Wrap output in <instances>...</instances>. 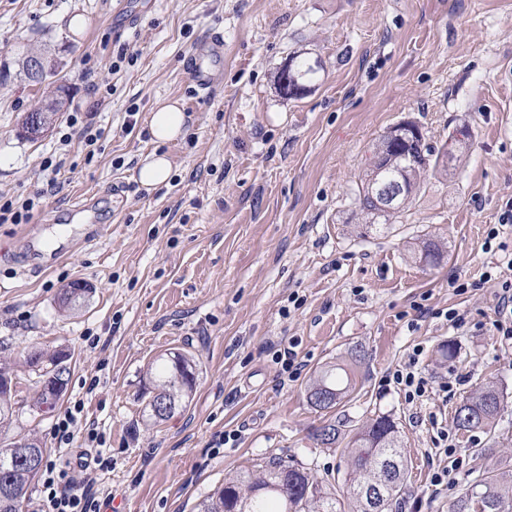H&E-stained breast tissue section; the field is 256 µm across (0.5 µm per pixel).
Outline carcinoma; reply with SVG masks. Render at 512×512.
<instances>
[{
	"label": "carcinoma",
	"instance_id": "carcinoma-1",
	"mask_svg": "<svg viewBox=\"0 0 512 512\" xmlns=\"http://www.w3.org/2000/svg\"><path fill=\"white\" fill-rule=\"evenodd\" d=\"M316 73L313 66L295 57L280 72V88L290 97L301 95L306 90V83ZM58 90L60 93L55 95L51 103L39 107L46 129L64 107L63 97L67 86L62 84ZM446 172L448 149L425 144L424 135L416 123H406L399 138L383 137L369 159L355 198L356 214L362 220V228L373 229L379 224V219H385L409 204L426 178ZM395 177L403 179L406 194L389 212L381 207L375 189L378 184ZM443 257L444 253L437 242L428 240L423 243L421 259L426 263L437 265ZM89 295L87 288L78 294L71 288L69 295L59 300V308L70 311L86 301ZM68 358L69 353L64 350L52 354L39 351L23 356L24 364L42 384L37 405H44L50 399L59 400L60 395L49 389L48 378L57 370L68 371L65 366ZM0 374L9 375L11 380L10 386L0 389L1 429L11 424L14 413L16 382L13 364L1 361ZM151 383L152 396L148 405L156 401L168 404L166 412L159 416V419L165 420L185 408L189 402L196 385L195 363L184 353H165L155 361ZM352 390L350 372L331 366L312 381L307 400L317 410H328L339 405ZM503 401V390L494 384L465 397L455 409L457 428L464 432L492 430L503 408ZM314 436L321 444L330 447L338 442L340 431L336 423L330 422L316 429ZM30 442L36 453L32 463L15 458L17 440L0 444V486L5 485L11 491L7 501L0 500V512H22L28 491L45 463L46 449L33 438ZM393 449H400L399 428L389 416L376 417L351 437L344 448L348 462L345 478L348 511L341 509L338 500L308 468L294 460L279 457L263 462L251 472L225 478L224 484L203 499L197 509L198 512H368L362 490L367 486L379 485L387 503V507L380 512H391L401 505L407 487L405 465H400L392 480L385 479L379 469L378 458ZM285 479L290 486L286 497L280 491ZM453 512H512V482L504 474L498 476L492 471L486 472L478 479V495L466 491L453 503Z\"/></svg>",
	"mask_w": 512,
	"mask_h": 512
}]
</instances>
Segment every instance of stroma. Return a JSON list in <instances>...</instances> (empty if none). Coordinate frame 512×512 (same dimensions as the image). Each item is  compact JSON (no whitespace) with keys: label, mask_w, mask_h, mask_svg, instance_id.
<instances>
[{"label":"stroma","mask_w":512,"mask_h":512,"mask_svg":"<svg viewBox=\"0 0 512 512\" xmlns=\"http://www.w3.org/2000/svg\"><path fill=\"white\" fill-rule=\"evenodd\" d=\"M120 6L132 25L115 24ZM213 31L224 55L210 61L218 80L202 99L189 65ZM122 49L134 60L112 71ZM30 51L52 60L43 84L22 71ZM296 55L318 78L289 97L278 74ZM61 83L69 103L27 139L23 117ZM98 88L107 93L95 116L102 150L88 162L56 143L73 101L93 104ZM164 102L187 125L159 143L147 130ZM132 105L138 123L128 132ZM404 120L437 147L466 127L462 164L429 178L382 231L361 234V175ZM155 152L172 172L149 191L138 166ZM49 156L65 184L55 196L39 173ZM0 192L43 196L30 223L0 224V353L70 355L67 390L49 409L36 407L37 378L18 367L9 433L38 438L48 458L76 460L80 445L58 447L51 427L98 379L83 415L112 452L100 494L125 512H195L225 476L274 456L302 462L344 497L347 459L313 433L336 421L349 437L383 414L399 427L408 467L401 512H451L486 470L512 473V345L494 328L498 286L463 295L448 286L493 264L512 278V227L500 232L502 250L482 249L512 198V0H0ZM426 240L442 246L440 265L420 262ZM77 281L91 284L89 300L61 310L60 292ZM420 302L457 309L466 323L417 318ZM450 341L457 359L440 360ZM289 345L306 367L284 385L276 352ZM417 345L431 393L411 404L384 379ZM169 351L193 356L196 388L186 409L153 424L148 368ZM357 351L365 361L350 401L310 407V380ZM489 383L505 395L495 429L458 431L456 405ZM433 416L455 461L436 451ZM218 434L229 440L217 450ZM442 467L448 484L433 486Z\"/></svg>","instance_id":"35a3bbf8"}]
</instances>
